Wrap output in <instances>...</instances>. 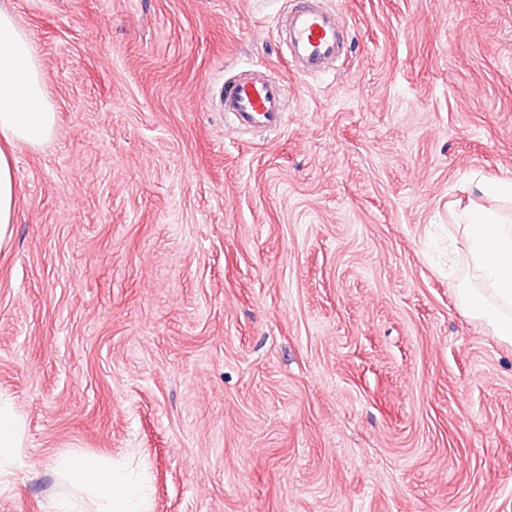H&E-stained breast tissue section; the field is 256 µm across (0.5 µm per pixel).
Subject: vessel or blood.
Masks as SVG:
<instances>
[{"mask_svg":"<svg viewBox=\"0 0 512 512\" xmlns=\"http://www.w3.org/2000/svg\"><path fill=\"white\" fill-rule=\"evenodd\" d=\"M276 34L294 71L304 76L332 72L348 42L343 16L323 0H292ZM222 107L237 131L275 130L285 121V90L264 67H246L225 84Z\"/></svg>","mask_w":512,"mask_h":512,"instance_id":"vessel-or-blood-1","label":"vessel or blood"}]
</instances>
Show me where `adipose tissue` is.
I'll use <instances>...</instances> for the list:
<instances>
[{
  "mask_svg": "<svg viewBox=\"0 0 512 512\" xmlns=\"http://www.w3.org/2000/svg\"><path fill=\"white\" fill-rule=\"evenodd\" d=\"M56 120L29 34L0 9V243L10 237L16 216L11 148L41 144L52 135ZM475 189L487 203L471 206L460 217L464 247L454 252L453 261L472 270L478 285L460 289L459 297L474 321L512 344V213L505 208L512 202V180H480ZM60 466L96 493L100 512H148V488L132 472L79 453L62 459Z\"/></svg>",
  "mask_w": 512,
  "mask_h": 512,
  "instance_id": "ef3b65f1",
  "label": "adipose tissue"
}]
</instances>
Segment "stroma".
I'll return each instance as SVG.
<instances>
[{"label":"stroma","mask_w":512,"mask_h":512,"mask_svg":"<svg viewBox=\"0 0 512 512\" xmlns=\"http://www.w3.org/2000/svg\"><path fill=\"white\" fill-rule=\"evenodd\" d=\"M327 3L350 46L307 77L287 0H0L58 115L13 148L0 512H98L72 453L133 460L151 512H512V345L439 256L470 177L512 180V0ZM249 64L278 132L224 123ZM21 433L11 413L0 405V484L5 459L15 461L18 448H21ZM6 477L7 473L3 470Z\"/></svg>","instance_id":"35a3bbf8"}]
</instances>
